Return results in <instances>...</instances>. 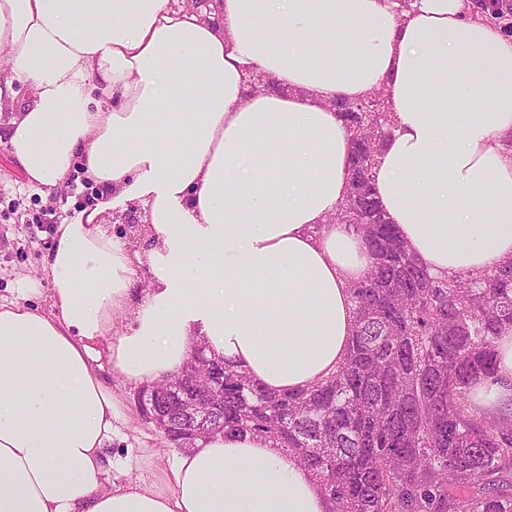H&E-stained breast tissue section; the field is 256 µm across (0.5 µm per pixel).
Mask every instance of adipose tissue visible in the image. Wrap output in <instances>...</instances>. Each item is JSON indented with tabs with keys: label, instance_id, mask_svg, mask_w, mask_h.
Wrapping results in <instances>:
<instances>
[{
	"label": "adipose tissue",
	"instance_id": "1",
	"mask_svg": "<svg viewBox=\"0 0 512 512\" xmlns=\"http://www.w3.org/2000/svg\"><path fill=\"white\" fill-rule=\"evenodd\" d=\"M471 9L214 0L202 18L175 0H0V103L34 88L0 144L30 184L55 190L79 165L102 196L54 232L52 313L0 303V512H326L313 476L249 433L196 441L171 492L102 489L124 405L101 371L160 379L195 336L271 391L336 372L369 265L360 233L327 221L349 192L340 97L384 89L395 130L376 191L432 274L512 260V36ZM252 70L275 89L249 93ZM129 200L144 255L99 219ZM496 347L503 383L480 398L504 409L512 332Z\"/></svg>",
	"mask_w": 512,
	"mask_h": 512
}]
</instances>
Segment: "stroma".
Returning a JSON list of instances; mask_svg holds the SVG:
<instances>
[{"label":"stroma","mask_w":512,"mask_h":512,"mask_svg":"<svg viewBox=\"0 0 512 512\" xmlns=\"http://www.w3.org/2000/svg\"><path fill=\"white\" fill-rule=\"evenodd\" d=\"M99 198L97 188L81 173H71L66 185L54 193H44L30 186L15 158L0 145V302L19 299L16 292L20 278L33 279L36 293L25 302L43 309L50 306L49 282L44 275V257L53 243L57 224L83 210H92ZM135 203L102 216L113 234L131 250L146 252L151 242L138 222ZM112 390L124 393L127 420L112 442L111 454L116 464L104 485L116 490L131 483L169 491L168 475L177 449L165 446L158 429L139 413L136 393L128 389L119 374L108 378Z\"/></svg>","instance_id":"obj_1"}]
</instances>
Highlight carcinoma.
Segmentation results:
<instances>
[{"instance_id": "carcinoma-1", "label": "carcinoma", "mask_w": 512, "mask_h": 512, "mask_svg": "<svg viewBox=\"0 0 512 512\" xmlns=\"http://www.w3.org/2000/svg\"><path fill=\"white\" fill-rule=\"evenodd\" d=\"M352 141L350 190L330 224L356 225L370 267L351 288L355 330L325 382L264 389L221 360L185 361L176 390L146 396L172 418L224 387V431L261 434L319 482L329 512H512V415L472 403L497 383L496 340L512 331V261L480 276H433L385 220L375 168L387 107L340 99Z\"/></svg>"}]
</instances>
